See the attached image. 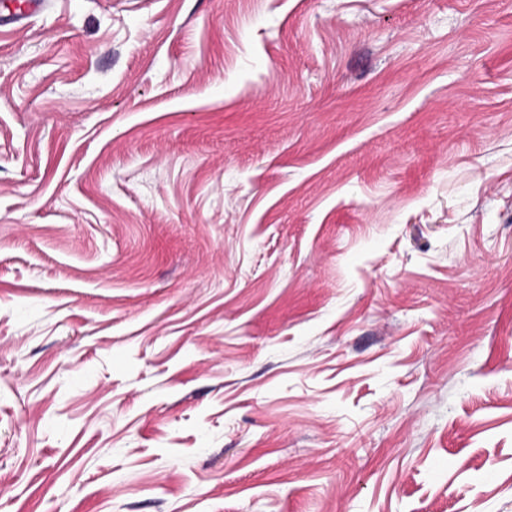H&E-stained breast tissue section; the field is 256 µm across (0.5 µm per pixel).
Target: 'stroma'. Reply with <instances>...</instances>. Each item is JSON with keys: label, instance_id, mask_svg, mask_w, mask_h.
<instances>
[{"label": "stroma", "instance_id": "stroma-1", "mask_svg": "<svg viewBox=\"0 0 512 512\" xmlns=\"http://www.w3.org/2000/svg\"><path fill=\"white\" fill-rule=\"evenodd\" d=\"M0 512H512V0L0 23Z\"/></svg>", "mask_w": 512, "mask_h": 512}]
</instances>
